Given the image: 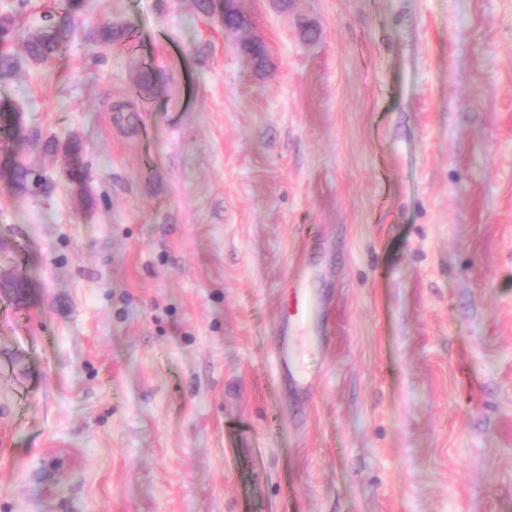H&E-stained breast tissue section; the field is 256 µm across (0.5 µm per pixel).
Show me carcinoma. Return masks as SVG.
I'll use <instances>...</instances> for the list:
<instances>
[{
	"mask_svg": "<svg viewBox=\"0 0 512 512\" xmlns=\"http://www.w3.org/2000/svg\"><path fill=\"white\" fill-rule=\"evenodd\" d=\"M196 6L202 13L230 28H237L244 23L243 15L233 0H196ZM126 31L125 27L105 22L98 27L97 37L101 44L108 45L121 41ZM70 38L71 31L47 21L24 37L25 56L34 64L50 66L62 55ZM15 40L13 20L8 16L0 17V74L10 73L18 67L16 56L3 50V47L14 43ZM25 141L26 138L22 134L21 111L15 107L0 108V143L4 145L0 177L5 178L16 191L31 194L34 178H39L45 184L50 183V179L16 158V153L21 151ZM81 152L82 148L77 142L66 148L65 173L68 181L76 185L82 184L86 174Z\"/></svg>",
	"mask_w": 512,
	"mask_h": 512,
	"instance_id": "carcinoma-1",
	"label": "carcinoma"
}]
</instances>
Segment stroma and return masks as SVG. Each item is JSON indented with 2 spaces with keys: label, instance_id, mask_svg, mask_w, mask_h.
I'll return each instance as SVG.
<instances>
[{
  "label": "stroma",
  "instance_id": "obj_1",
  "mask_svg": "<svg viewBox=\"0 0 512 512\" xmlns=\"http://www.w3.org/2000/svg\"><path fill=\"white\" fill-rule=\"evenodd\" d=\"M238 6L0 0V512H512V0ZM199 11L216 18L229 28H237L244 23V18L233 0H196ZM16 40L13 20L8 17H0V74L10 73L18 67V59L11 53L3 50L8 44ZM45 16V24L28 32L23 39L26 58L40 66H50L62 55L71 31L57 27ZM0 141L4 145V159L0 164V177L19 193L32 194V182L37 176L46 187L50 179L43 173L29 168L24 162L16 158L26 138L22 134V114L18 108H0ZM82 148L79 143L73 142L66 148L67 165L65 173L70 183L81 185L86 174V169L81 157Z\"/></svg>",
  "mask_w": 512,
  "mask_h": 512
}]
</instances>
